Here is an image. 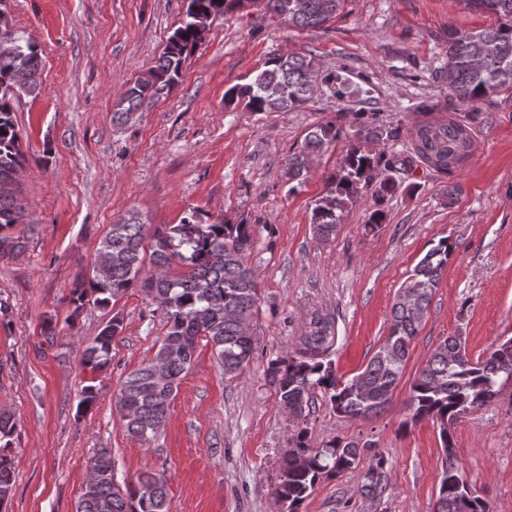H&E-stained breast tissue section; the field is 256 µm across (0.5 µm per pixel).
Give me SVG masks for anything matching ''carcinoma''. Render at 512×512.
<instances>
[{"mask_svg":"<svg viewBox=\"0 0 512 512\" xmlns=\"http://www.w3.org/2000/svg\"><path fill=\"white\" fill-rule=\"evenodd\" d=\"M244 2L188 0L185 18L167 39L156 65L126 90L113 118L127 120L146 100L172 89L186 56L203 44L211 22ZM297 2L265 0V9L292 26L319 29L336 16L343 0H303L299 10ZM463 2L494 18V23L483 29H448L447 61L440 77L451 99L470 105L512 89V0ZM315 69L312 57L273 56L249 82L229 87L224 99L242 102L252 112H288L312 99L310 73ZM41 71V55L34 43H24L18 37L0 38V254L21 248L19 239L4 233L21 223L24 213L13 188L24 160L14 105L21 94L38 89ZM391 135L380 126L363 125L354 130L340 166L327 178L325 193L311 211L310 224L319 237L328 239L336 234L345 206L355 201L362 184L376 183L368 226L384 223L382 205L397 188L392 173L405 161L393 162L372 154L362 143L387 140ZM338 137L332 124L315 126L301 149L285 159L287 179L304 176L311 156ZM471 148L468 126L453 116L423 121L415 127L412 157L438 173L452 175ZM251 246L249 225L211 222L197 210L190 211L180 223L166 224L151 234L133 211L110 225L99 243L92 276L71 290L70 302L78 310L90 295L97 305L107 308L129 289L139 288L163 312L167 323V332L154 356L128 373L116 394L122 426L129 436L144 444L157 438L171 401L192 368L199 338L211 345L227 375L239 372L251 360L255 336L247 334L244 325L253 323L259 300L256 274L245 262ZM450 249L448 240H441L419 260L397 293L388 336L351 379L338 378L332 362L326 360L335 342V318L318 309L304 322L294 352L269 364L280 406L295 415L275 488L284 512H300L321 477L337 476L358 466L355 458L361 450L353 441L322 447L311 444L308 418L312 392L320 390L337 414L349 418L375 416L391 402L409 348L422 326L414 311L427 313ZM147 259L156 271L142 277L140 272ZM174 262L183 271L172 275L169 268ZM122 330L123 319L112 316L92 342L82 347L81 364L93 370L105 368L111 360L112 341ZM509 381L512 338L474 360L458 338L449 336L437 345L412 382L411 420L429 419L440 426L443 459L434 512H462L461 494L454 480L463 478V474L448 423L492 402ZM15 430L14 416L1 408L0 512L13 486L11 460L5 449L12 446ZM387 463L384 456L375 455V464L361 486L363 495L377 497L383 492ZM91 469L95 479L81 492L76 512H173L163 477L143 473L122 485L115 478L112 455L106 449L100 450Z\"/></svg>","mask_w":512,"mask_h":512,"instance_id":"1","label":"carcinoma"}]
</instances>
